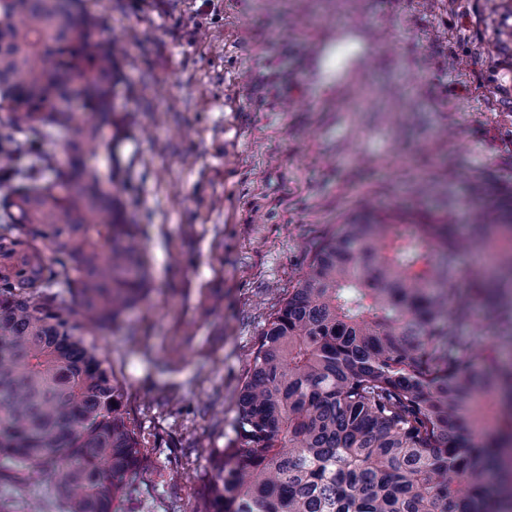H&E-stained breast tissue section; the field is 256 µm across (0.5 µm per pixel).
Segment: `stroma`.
<instances>
[{
  "instance_id": "obj_1",
  "label": "stroma",
  "mask_w": 512,
  "mask_h": 512,
  "mask_svg": "<svg viewBox=\"0 0 512 512\" xmlns=\"http://www.w3.org/2000/svg\"><path fill=\"white\" fill-rule=\"evenodd\" d=\"M83 7L122 45L120 190L151 260L148 300L97 339L150 463L128 509L192 512L314 244L366 210L467 233L512 198V0ZM5 497L59 512L37 476Z\"/></svg>"
}]
</instances>
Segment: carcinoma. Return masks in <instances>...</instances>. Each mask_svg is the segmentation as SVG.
I'll list each match as a JSON object with an SVG mask.
<instances>
[{
  "label": "carcinoma",
  "instance_id": "1",
  "mask_svg": "<svg viewBox=\"0 0 512 512\" xmlns=\"http://www.w3.org/2000/svg\"><path fill=\"white\" fill-rule=\"evenodd\" d=\"M112 39L82 0H0V482L55 481L62 512H114L147 473L126 384L86 333L147 296L141 228L91 160L125 120ZM63 138L58 160L47 145ZM451 221L370 212L318 243L261 330L234 436L192 512H512V370L459 332L495 257L512 338V219L490 201Z\"/></svg>",
  "mask_w": 512,
  "mask_h": 512
}]
</instances>
